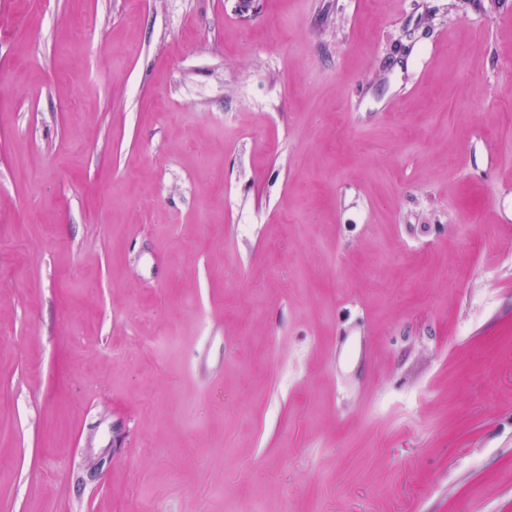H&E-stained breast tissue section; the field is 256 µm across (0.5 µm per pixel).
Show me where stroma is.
<instances>
[{
  "label": "stroma",
  "instance_id": "35a3bbf8",
  "mask_svg": "<svg viewBox=\"0 0 512 512\" xmlns=\"http://www.w3.org/2000/svg\"><path fill=\"white\" fill-rule=\"evenodd\" d=\"M512 0H0V512H512Z\"/></svg>",
  "mask_w": 512,
  "mask_h": 512
}]
</instances>
